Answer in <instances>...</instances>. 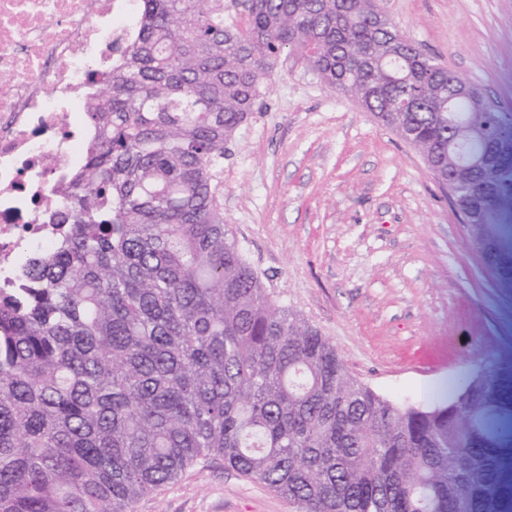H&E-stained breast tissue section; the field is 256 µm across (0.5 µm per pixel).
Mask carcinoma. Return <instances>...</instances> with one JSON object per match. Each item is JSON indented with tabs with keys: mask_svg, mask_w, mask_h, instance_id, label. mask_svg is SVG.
I'll use <instances>...</instances> for the list:
<instances>
[{
	"mask_svg": "<svg viewBox=\"0 0 512 512\" xmlns=\"http://www.w3.org/2000/svg\"><path fill=\"white\" fill-rule=\"evenodd\" d=\"M375 0H141L88 98L97 133L58 223L0 292V512H133L212 459L297 512H512V361L400 407L277 304L224 225L221 174L284 50L424 154L512 288V112Z\"/></svg>",
	"mask_w": 512,
	"mask_h": 512,
	"instance_id": "cac0c4a2",
	"label": "carcinoma"
}]
</instances>
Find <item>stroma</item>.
I'll return each mask as SVG.
<instances>
[{
    "label": "stroma",
    "mask_w": 512,
    "mask_h": 512,
    "mask_svg": "<svg viewBox=\"0 0 512 512\" xmlns=\"http://www.w3.org/2000/svg\"><path fill=\"white\" fill-rule=\"evenodd\" d=\"M416 45L512 108V0H377ZM224 222L279 304L400 406L450 398L512 359L497 288L450 191L421 154L283 52L260 112L224 159ZM134 512H295L225 467L197 465Z\"/></svg>",
    "instance_id": "35a3bbf8"
}]
</instances>
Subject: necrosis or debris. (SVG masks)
Here are the masks:
<instances>
[{
	"mask_svg": "<svg viewBox=\"0 0 512 512\" xmlns=\"http://www.w3.org/2000/svg\"><path fill=\"white\" fill-rule=\"evenodd\" d=\"M139 0H0V288L56 246L92 144L85 103L112 74Z\"/></svg>",
	"mask_w": 512,
	"mask_h": 512,
	"instance_id": "4bbe7bcc",
	"label": "necrosis or debris"
}]
</instances>
